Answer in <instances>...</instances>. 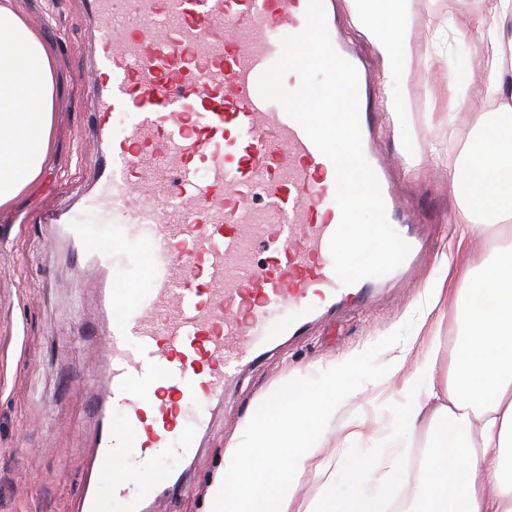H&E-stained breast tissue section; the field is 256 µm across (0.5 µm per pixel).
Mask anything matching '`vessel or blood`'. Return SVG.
Wrapping results in <instances>:
<instances>
[{"mask_svg": "<svg viewBox=\"0 0 512 512\" xmlns=\"http://www.w3.org/2000/svg\"><path fill=\"white\" fill-rule=\"evenodd\" d=\"M308 0H86L94 36L82 71L104 151L97 190L41 211L47 239H66L99 280L107 352L94 399L98 477L81 512H146L178 484L214 404L243 366L321 315L367 304L382 279L342 285L330 238L339 224L335 167L258 79L280 39L300 33ZM335 50L358 71L364 155L389 223L423 257L417 225L375 144L372 84L324 0ZM149 16L146 27L130 17ZM264 248L263 262L243 257Z\"/></svg>", "mask_w": 512, "mask_h": 512, "instance_id": "1", "label": "vessel or blood"}]
</instances>
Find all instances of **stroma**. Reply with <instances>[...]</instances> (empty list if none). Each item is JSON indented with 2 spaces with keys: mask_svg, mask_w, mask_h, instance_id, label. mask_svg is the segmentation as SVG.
<instances>
[{
  "mask_svg": "<svg viewBox=\"0 0 512 512\" xmlns=\"http://www.w3.org/2000/svg\"><path fill=\"white\" fill-rule=\"evenodd\" d=\"M22 6L56 48L60 96L55 163L23 206L0 213V512H76L94 433L81 382L104 357L83 322L97 311L99 288L83 280V260L71 247L43 244L36 214L66 204L88 179L86 164L99 149L87 128L91 98L79 82L87 43L78 24L84 0H22ZM463 8L462 0H414L420 61L407 77L410 110L397 127L385 107L377 109L378 142L396 158L395 175L412 210L433 227L435 258L456 245L459 213H479L469 196L448 191V166L476 134L475 124L456 122L450 104L459 63L482 49L475 30L451 23ZM430 273L423 268L412 284L377 291L366 307L346 308L312 326L230 381L197 456L185 466L187 491L164 495L167 512H201L205 487L250 401L285 370L403 342L427 298ZM393 397V382L374 378L348 412L372 403L364 432L381 434L391 421Z\"/></svg>",
  "mask_w": 512,
  "mask_h": 512,
  "instance_id": "stroma-1",
  "label": "stroma"
}]
</instances>
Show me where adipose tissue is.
<instances>
[{"instance_id":"1","label":"adipose tissue","mask_w":512,"mask_h":512,"mask_svg":"<svg viewBox=\"0 0 512 512\" xmlns=\"http://www.w3.org/2000/svg\"><path fill=\"white\" fill-rule=\"evenodd\" d=\"M386 77V107L403 112L416 63L412 0H347ZM458 28L477 26L486 48L512 49V0H471ZM480 96L459 105L484 115L479 135L448 172L452 192L481 205L482 221L512 210V64H498ZM58 67L52 45L25 20L20 0H0V211L16 207L53 161ZM454 292V327L439 335L433 289L413 331L385 362L398 379L391 440L423 452L413 496L405 453L368 445L361 416L347 415L373 369L364 349L317 368L286 372L255 396L204 494L203 512H512V248L467 260ZM447 378H439L440 365ZM333 456H321L327 442ZM314 481V493L304 490Z\"/></svg>"}]
</instances>
